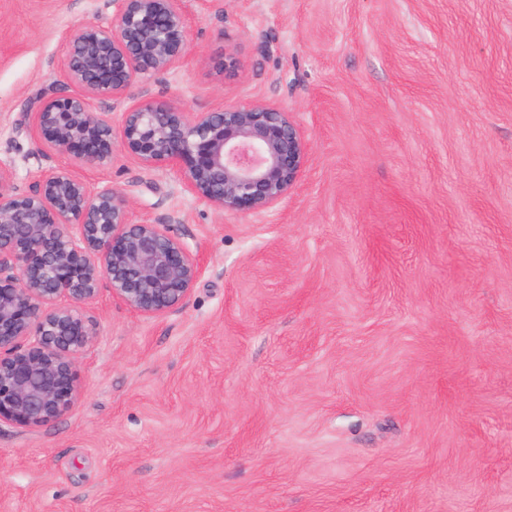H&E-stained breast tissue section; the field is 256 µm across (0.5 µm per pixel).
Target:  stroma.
I'll return each instance as SVG.
<instances>
[{
	"label": "stroma",
	"mask_w": 512,
	"mask_h": 512,
	"mask_svg": "<svg viewBox=\"0 0 512 512\" xmlns=\"http://www.w3.org/2000/svg\"><path fill=\"white\" fill-rule=\"evenodd\" d=\"M188 54L95 111L288 109L309 159L219 212L123 151L76 173L201 273L143 316L101 283L75 407L0 426V512H512V0H183ZM116 0H0V165ZM232 61L228 71L216 69Z\"/></svg>",
	"instance_id": "1"
}]
</instances>
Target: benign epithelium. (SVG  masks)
<instances>
[{
    "instance_id": "benign-epithelium-1",
    "label": "benign epithelium",
    "mask_w": 512,
    "mask_h": 512,
    "mask_svg": "<svg viewBox=\"0 0 512 512\" xmlns=\"http://www.w3.org/2000/svg\"><path fill=\"white\" fill-rule=\"evenodd\" d=\"M187 28L181 0H120L111 24L73 40L65 71L74 90L53 87L25 113L42 151L69 163L25 192L0 166V424L34 432L79 400L76 355L97 336L81 308L102 280L134 311L163 316L186 302L200 273L171 225L134 218L123 194L91 190L74 167H106L118 147L147 169L173 171L212 208L241 214L280 203L304 170L308 148L288 111L260 103L190 113L144 100L122 113L115 140L92 101L121 98L140 76L181 61Z\"/></svg>"
}]
</instances>
